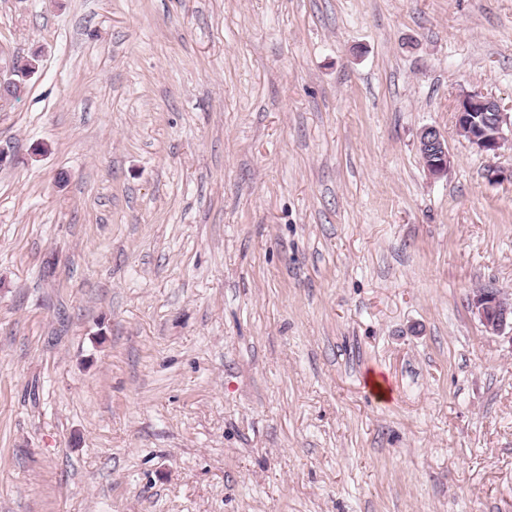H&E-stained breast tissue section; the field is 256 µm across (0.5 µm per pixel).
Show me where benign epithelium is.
Returning a JSON list of instances; mask_svg holds the SVG:
<instances>
[{"instance_id":"obj_1","label":"benign epithelium","mask_w":512,"mask_h":512,"mask_svg":"<svg viewBox=\"0 0 512 512\" xmlns=\"http://www.w3.org/2000/svg\"><path fill=\"white\" fill-rule=\"evenodd\" d=\"M457 132L487 156L512 148V114L504 111L498 100L477 92H466L453 106ZM420 157L428 174L439 177L448 171L451 156L448 139L435 126L424 127L419 135ZM472 312L485 332L499 335L512 329V292L486 288L473 292L469 299Z\"/></svg>"}]
</instances>
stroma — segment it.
Here are the masks:
<instances>
[{
  "label": "stroma",
  "instance_id": "obj_1",
  "mask_svg": "<svg viewBox=\"0 0 512 512\" xmlns=\"http://www.w3.org/2000/svg\"><path fill=\"white\" fill-rule=\"evenodd\" d=\"M32 55L0 512H512V153L451 112L512 113V0H0ZM452 112L457 132L486 156L499 154L505 146L512 150V114L504 112L498 100L466 92L456 99ZM420 157L428 174L439 177L448 171L451 156L448 139L435 126L424 127L419 135ZM469 304L486 333L499 335L509 327L512 336V292L498 288L475 290Z\"/></svg>",
  "mask_w": 512,
  "mask_h": 512
}]
</instances>
